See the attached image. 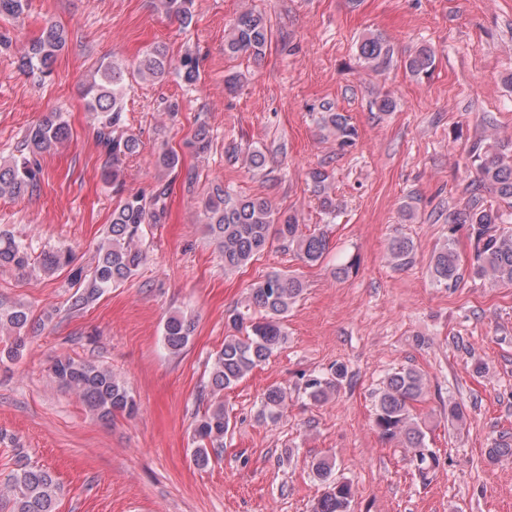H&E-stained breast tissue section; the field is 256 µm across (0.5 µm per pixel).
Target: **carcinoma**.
Returning a JSON list of instances; mask_svg holds the SVG:
<instances>
[{"instance_id":"carcinoma-1","label":"carcinoma","mask_w":512,"mask_h":512,"mask_svg":"<svg viewBox=\"0 0 512 512\" xmlns=\"http://www.w3.org/2000/svg\"><path fill=\"white\" fill-rule=\"evenodd\" d=\"M166 15L184 24L191 22L194 0H159ZM29 0H0V17L19 19L27 12ZM271 42V31L263 15L251 10L239 13L224 41V53L229 56L249 54L256 58L265 55ZM67 31L60 25L47 22L28 52L20 58V68L39 77L52 72L57 54L66 46ZM358 58L362 65L383 73L398 62L391 43L378 33H371L358 44ZM435 54L431 47L421 46L404 57L403 64L414 76L429 73ZM166 49L155 45L148 49L136 67L142 79L162 80L174 66ZM178 76L188 85H194L200 75L199 58L185 54L178 61ZM131 89L127 68L113 61L97 66L84 85L83 96L88 111L96 114L97 138L108 157L104 170L107 183H120L123 161L139 153L140 142L133 135L122 132L124 101ZM322 125L336 136L340 148L352 146L358 132L347 118L332 111L331 104L322 105ZM69 136L67 124L59 118L48 119L28 129L18 155L7 163H0V195H21L34 190L40 181L41 153L64 142ZM191 147L196 154L208 152L211 145L206 125H199ZM478 161L476 178L471 181L474 194L461 209L448 213V239L431 258L434 281L448 289L455 288L464 278V272L485 278L502 287H512V230L503 226L504 212L484 203L477 196L482 189L492 191L512 207V153L501 146H483L476 142L471 149ZM155 166L162 174L179 169L180 157L174 151H162L155 157ZM330 174L322 167L310 172L315 192L326 210L335 209L329 194ZM168 183L159 181L150 197L139 193L122 198L112 211L106 241L100 246L97 262L87 279L84 291L74 301L80 307L106 288L128 280L145 260L142 247L144 228L156 224L164 213ZM207 231L224 258V269L236 270L261 255L273 244L292 251L307 264L324 261L329 249L327 232L315 229L303 232L298 216L276 211L268 198L260 195H232L215 186L201 200ZM466 225L473 249L469 269H464L456 249L455 233ZM414 243L407 237L396 236L388 245L394 268L404 269L412 262ZM30 255L22 244L0 232V267L22 269L29 264ZM74 262L70 249H60L43 257V268L53 272L69 267ZM303 280L285 272H273L250 289L247 308L259 316L244 325V314L235 310L227 319L233 334L224 337V347L213 359L210 386L218 397L195 421L193 461L199 468H207L224 451V435L230 428V417L224 409L221 394L266 362L287 340L284 319L289 309L304 291ZM30 312L22 306H0V329L14 333L12 340L0 349V362L13 361L20 356L26 344L23 330ZM194 332V323L183 315H171L164 323L163 344L172 353L183 350ZM53 378L62 386L75 391L83 403L99 418L109 420L117 413L131 418L137 413V404L124 382L112 371L95 364L78 361L68 356L57 357L51 365ZM347 376V368L336 366L328 376H313L306 380L305 392L311 401L320 403L337 391ZM423 375L414 368L390 374L379 392L375 408L374 426L386 440H398L412 449L410 463L425 475L439 465V458L425 443V433L410 414L411 404L424 392ZM287 407V392L274 386L263 394L260 416L278 420ZM17 468L0 483V496L12 503V512H55L64 487L46 468L35 466L21 448L16 449ZM512 455V441L503 436L486 449L490 461ZM335 458L322 456L311 462V471L324 485L321 496L313 505V512H351L353 490L349 482L333 477Z\"/></svg>"}]
</instances>
